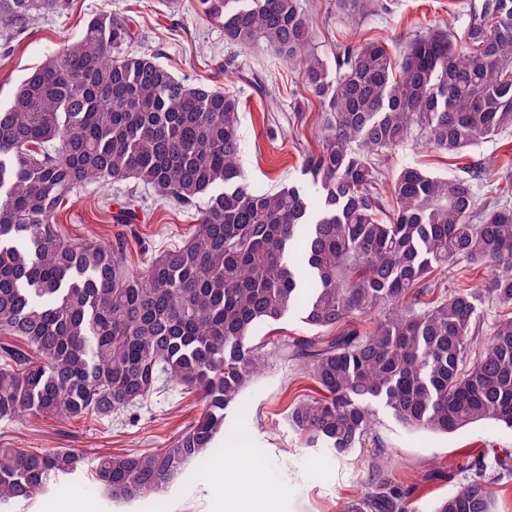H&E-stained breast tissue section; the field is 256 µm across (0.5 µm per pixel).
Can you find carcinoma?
Listing matches in <instances>:
<instances>
[{
  "mask_svg": "<svg viewBox=\"0 0 512 512\" xmlns=\"http://www.w3.org/2000/svg\"><path fill=\"white\" fill-rule=\"evenodd\" d=\"M198 3L224 41L262 45L300 71L324 106L321 150L306 159L304 182L254 187L238 99L130 53L123 17L96 15L48 52L0 104V333L22 342L0 343V420L110 418L164 386L195 392L199 418L176 441L98 457L87 487L119 503L156 495L215 447L260 374L258 329L300 305L319 335L289 337L281 351L321 392L288 413L308 445L333 456L363 445L375 402L441 434L512 429V315L474 354L479 295L440 294L430 279L460 260L482 266L483 296L512 309V193L479 204L477 164L453 179L406 164L389 202L371 191L374 155L417 137L454 154L512 127V0H469L465 48L439 28L397 57L379 41L349 45L333 77L311 50L301 0ZM70 4L0 0V39ZM130 179L196 210L183 244L134 269L117 244L60 236L65 199ZM82 464L72 448L0 447V512ZM494 485L480 475L434 512H493ZM341 512H408L407 496L374 488Z\"/></svg>",
  "mask_w": 512,
  "mask_h": 512,
  "instance_id": "obj_1",
  "label": "carcinoma"
}]
</instances>
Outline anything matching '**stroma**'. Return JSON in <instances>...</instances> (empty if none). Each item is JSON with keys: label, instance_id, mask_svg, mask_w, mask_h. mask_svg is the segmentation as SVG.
Masks as SVG:
<instances>
[{"label": "stroma", "instance_id": "obj_1", "mask_svg": "<svg viewBox=\"0 0 512 512\" xmlns=\"http://www.w3.org/2000/svg\"><path fill=\"white\" fill-rule=\"evenodd\" d=\"M467 3L372 0L367 10L351 16L338 0H304L316 29L314 51L330 63L340 47L370 40L399 51L435 25L462 36ZM101 11L129 19L136 34L133 52L154 56L184 83L209 84L238 98L245 171L256 187L276 190L303 181L304 160L321 147L320 99L272 52L227 44L223 28L200 10L197 0H183L176 13L162 0H73L68 13L45 14L25 36L0 45V103L43 63L48 49L74 39L87 18ZM479 162L486 171L477 193L489 202L501 194L505 175H512V128L458 155L414 140L385 152L376 160L377 190L386 193L389 179L407 163L433 176L453 178L464 166ZM131 195L137 198L138 222L114 223V205ZM55 222L61 236L75 242L123 238L127 265L139 268L161 249L189 237L196 214L128 180L87 185L63 203ZM265 352L260 375L227 414L217 451L189 464L165 492L134 504L87 495L82 484L92 477L90 460L108 452L145 453L168 446L198 418L195 394L170 386L109 419L0 421V445L75 448L87 460L81 472L62 479L26 512H225L224 502L236 485L217 471L231 467L223 450L239 442L264 463L261 472L244 478L256 486L262 512H339L344 502L363 495L377 476L409 490L411 512H432L435 503L467 477L468 457L512 449V429L494 423L447 436L407 427L378 405L374 427L361 448L340 457L327 455L307 446L287 422L293 403L317 396L316 384L273 345Z\"/></svg>", "mask_w": 512, "mask_h": 512}]
</instances>
